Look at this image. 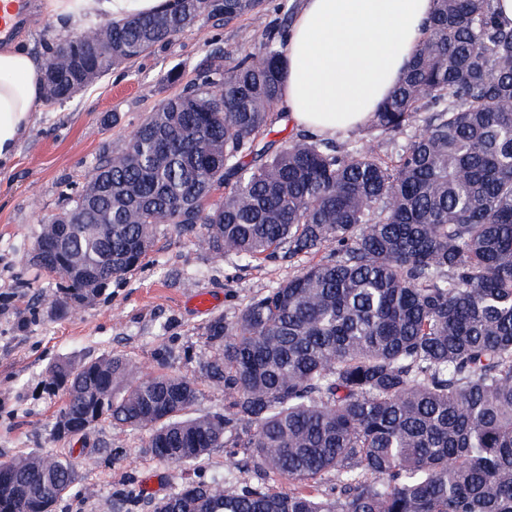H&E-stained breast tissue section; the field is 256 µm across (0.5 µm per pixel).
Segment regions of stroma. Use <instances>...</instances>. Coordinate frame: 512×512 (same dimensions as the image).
<instances>
[{
    "instance_id": "obj_1",
    "label": "stroma",
    "mask_w": 512,
    "mask_h": 512,
    "mask_svg": "<svg viewBox=\"0 0 512 512\" xmlns=\"http://www.w3.org/2000/svg\"><path fill=\"white\" fill-rule=\"evenodd\" d=\"M298 7L299 0H264L255 12L220 26L198 15L175 38L55 109L37 105L14 165L0 169V456L80 452L79 478L55 512H112L115 492L160 499L187 482L228 473L240 485L253 480L220 448L193 468L162 463L145 453L142 430L106 419L87 440L57 438L63 396L50 388L45 368L58 357L77 361L118 353L137 376L166 368L196 379L201 395L191 415L223 409V388L199 376L200 363L213 354L203 335L206 324L218 315L235 320L252 297L297 274L311 257L280 252L247 265L161 224L141 268L113 282L92 305L60 317L55 280L34 264L32 251L40 225L60 212L66 194L85 184L99 152L127 138L179 92V84L167 79L171 69L193 79L217 46L236 59ZM14 36L37 57L44 43L61 42L68 33L35 9ZM197 294L212 297L209 309L194 306Z\"/></svg>"
}]
</instances>
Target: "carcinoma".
Wrapping results in <instances>:
<instances>
[{"mask_svg": "<svg viewBox=\"0 0 512 512\" xmlns=\"http://www.w3.org/2000/svg\"><path fill=\"white\" fill-rule=\"evenodd\" d=\"M411 64L372 113L387 162L365 144L263 140L281 102L287 27L266 29L233 65L209 53L197 77L136 136L107 145L91 180L41 225L103 283L59 280L58 310L89 302L142 265L154 229L209 240L244 262L286 248L324 259L204 327L203 376L224 411L190 417L196 383L141 378L120 355L61 358L57 428L101 419L145 432L144 448L193 465L242 454L256 481L192 482L154 502L119 494L114 512H512V28L494 0H435ZM262 0H179L173 11L102 22L43 53L46 107L151 53L196 17L228 24ZM94 49L93 54L87 48ZM224 197L205 209L210 193ZM69 454L0 459V512H53L78 479ZM288 483L283 490L270 475Z\"/></svg>", "mask_w": 512, "mask_h": 512, "instance_id": "cac0c4a2", "label": "carcinoma"}]
</instances>
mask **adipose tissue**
I'll list each match as a JSON object with an SVG mask.
<instances>
[{"instance_id":"ef3b65f1","label":"adipose tissue","mask_w":512,"mask_h":512,"mask_svg":"<svg viewBox=\"0 0 512 512\" xmlns=\"http://www.w3.org/2000/svg\"><path fill=\"white\" fill-rule=\"evenodd\" d=\"M174 0H42L68 29L120 22ZM434 0H301L288 30L283 100L292 123L321 138L363 126L397 84ZM43 67L18 41L0 44V169L33 124Z\"/></svg>"}]
</instances>
